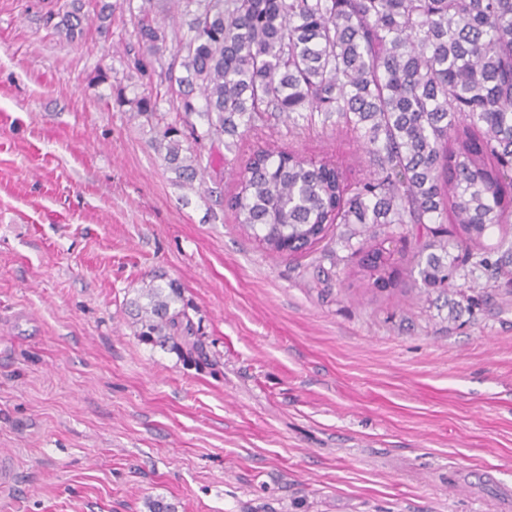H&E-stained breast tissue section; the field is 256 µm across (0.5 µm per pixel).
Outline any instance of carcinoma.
I'll use <instances>...</instances> for the list:
<instances>
[{
    "mask_svg": "<svg viewBox=\"0 0 512 512\" xmlns=\"http://www.w3.org/2000/svg\"><path fill=\"white\" fill-rule=\"evenodd\" d=\"M152 2L129 7L141 50L127 68L138 89L128 95L103 65L87 84L108 90L106 105L145 119L178 177L192 181L204 170V141L241 137L272 118L292 131L321 115L370 156L373 174L350 188L330 163L273 142L255 151L230 207L266 252L281 254L283 242L305 252L335 224H385L391 239L426 230L418 267L428 289L448 287L460 269H497L483 237L512 223V0H172L188 17V35L168 63ZM84 7L67 0L43 22L73 40L90 21ZM157 73L176 90L173 118L151 86ZM194 114L206 120L200 129ZM367 244L349 249L384 289L393 272ZM450 247L457 255L449 263ZM137 292L130 306L142 339L198 351L173 283Z\"/></svg>",
    "mask_w": 512,
    "mask_h": 512,
    "instance_id": "carcinoma-1",
    "label": "carcinoma"
}]
</instances>
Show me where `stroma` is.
I'll use <instances>...</instances> for the list:
<instances>
[{
    "label": "stroma",
    "mask_w": 512,
    "mask_h": 512,
    "mask_svg": "<svg viewBox=\"0 0 512 512\" xmlns=\"http://www.w3.org/2000/svg\"><path fill=\"white\" fill-rule=\"evenodd\" d=\"M73 41L41 0H0V512H512V279L426 290L397 243L380 291L337 224L268 254L229 201L266 142L368 155L342 127L208 142L180 180L148 125L88 87L126 85L128 0ZM176 282L201 356L137 336L141 281Z\"/></svg>",
    "instance_id": "obj_1"
}]
</instances>
